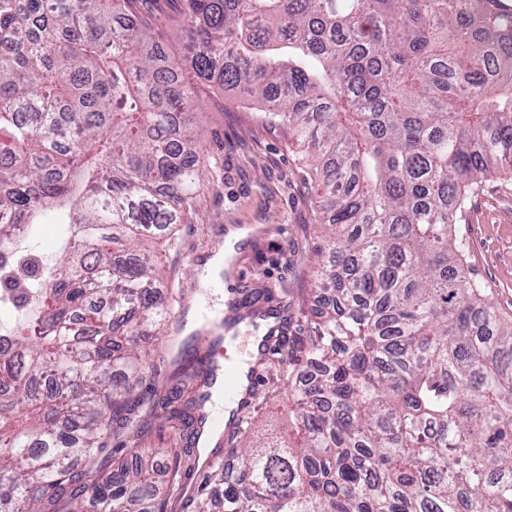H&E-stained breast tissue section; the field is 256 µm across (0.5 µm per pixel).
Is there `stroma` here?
I'll return each instance as SVG.
<instances>
[{
	"instance_id": "stroma-1",
	"label": "stroma",
	"mask_w": 512,
	"mask_h": 512,
	"mask_svg": "<svg viewBox=\"0 0 512 512\" xmlns=\"http://www.w3.org/2000/svg\"><path fill=\"white\" fill-rule=\"evenodd\" d=\"M196 121L203 132L202 158L213 170L201 187L189 223L157 251L177 298L166 336L147 339L150 385L140 391L143 448L182 452L180 477L185 492L171 501L168 512H187V493L199 484L204 460L224 469L235 467L226 450L199 447L185 455L192 427L167 417H151L147 403L164 395L183 376L176 365L178 349L189 336L220 337L212 350L215 365L249 354L252 336L274 330L281 345L303 335L304 314L316 303L318 271L331 261L321 225L320 191L307 161L287 129L263 122L260 112L238 92L214 93ZM460 222L467 229L464 255L467 277L484 282L486 297L505 318H512V178L491 175L469 195ZM233 245L235 265L215 278L211 262ZM255 397L248 411L260 430L287 425L283 402L286 374L270 363L252 361Z\"/></svg>"
}]
</instances>
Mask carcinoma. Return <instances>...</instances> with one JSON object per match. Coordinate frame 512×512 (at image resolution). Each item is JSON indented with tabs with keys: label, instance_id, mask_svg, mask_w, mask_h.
<instances>
[{
	"label": "carcinoma",
	"instance_id": "1",
	"mask_svg": "<svg viewBox=\"0 0 512 512\" xmlns=\"http://www.w3.org/2000/svg\"><path fill=\"white\" fill-rule=\"evenodd\" d=\"M138 0H0V251L47 214L59 268L11 281L0 512H167L158 455L99 471L137 429L171 308L154 244L204 183L190 113L263 105L316 157L334 264L276 350L295 441L230 449L194 512H512V321L464 276L469 193L512 175V14L487 0H183L182 55ZM186 343L182 374L215 368ZM151 410L204 422L208 394Z\"/></svg>",
	"mask_w": 512,
	"mask_h": 512
}]
</instances>
